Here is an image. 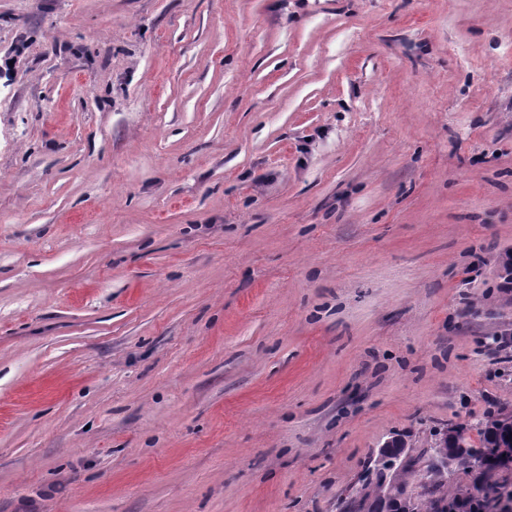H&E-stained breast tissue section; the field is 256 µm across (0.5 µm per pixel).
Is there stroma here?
Here are the masks:
<instances>
[{
  "label": "stroma",
  "mask_w": 512,
  "mask_h": 512,
  "mask_svg": "<svg viewBox=\"0 0 512 512\" xmlns=\"http://www.w3.org/2000/svg\"><path fill=\"white\" fill-rule=\"evenodd\" d=\"M509 256L512 0H0V512H350Z\"/></svg>",
  "instance_id": "stroma-1"
}]
</instances>
